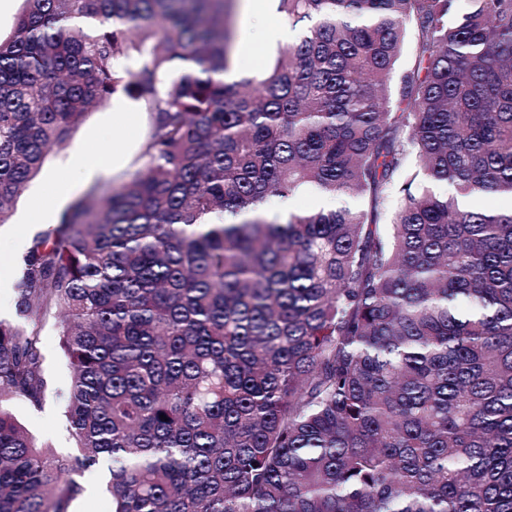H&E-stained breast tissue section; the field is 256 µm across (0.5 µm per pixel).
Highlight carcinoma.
<instances>
[{"mask_svg": "<svg viewBox=\"0 0 512 512\" xmlns=\"http://www.w3.org/2000/svg\"><path fill=\"white\" fill-rule=\"evenodd\" d=\"M231 2L24 0L0 39V224L91 108L149 126L15 270L0 512L86 471L111 512H512V0H278L299 39L227 83ZM304 190L354 204L268 209ZM50 318L74 456L8 408Z\"/></svg>", "mask_w": 512, "mask_h": 512, "instance_id": "1", "label": "carcinoma"}]
</instances>
